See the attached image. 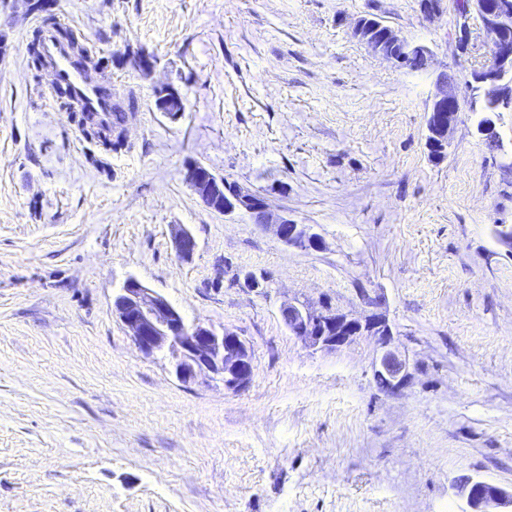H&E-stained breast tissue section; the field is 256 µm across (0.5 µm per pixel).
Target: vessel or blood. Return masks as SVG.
Instances as JSON below:
<instances>
[{
  "mask_svg": "<svg viewBox=\"0 0 512 512\" xmlns=\"http://www.w3.org/2000/svg\"><path fill=\"white\" fill-rule=\"evenodd\" d=\"M43 52L51 64L52 86L67 88L75 106L104 122L112 120V91L101 87L81 68L68 42L46 33Z\"/></svg>",
  "mask_w": 512,
  "mask_h": 512,
  "instance_id": "b4317fda",
  "label": "vessel or blood"
}]
</instances>
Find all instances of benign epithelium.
I'll list each match as a JSON object with an SVG mask.
<instances>
[{
	"label": "benign epithelium",
	"mask_w": 512,
	"mask_h": 512,
	"mask_svg": "<svg viewBox=\"0 0 512 512\" xmlns=\"http://www.w3.org/2000/svg\"><path fill=\"white\" fill-rule=\"evenodd\" d=\"M471 17L482 22L491 46L490 62L471 71L475 92L490 107L478 131L487 139L496 138L500 113L512 112V0H469L456 41L463 55L468 53L471 42ZM386 36L394 47L428 58L434 56L429 45L411 41L391 28ZM361 41L392 64L400 67L405 63V56L383 50L382 43L374 38L363 37ZM434 84L428 116L440 121L441 114L459 104V98L451 89L448 72L436 73ZM155 105L173 119L181 116L185 109L184 97L169 85L156 88ZM183 177L207 208L226 216L247 214L256 218L260 224L273 227L278 239L287 246L320 248L321 239L313 232L312 225L296 224L285 215H274L266 202L253 204L249 191L241 189L224 197V205L215 206L212 195L224 191V178L208 168L189 163ZM197 248V241L190 232L181 229L176 233L175 249L181 260H192ZM280 312L290 320L289 331L315 349L336 350L350 344L360 334L372 337L378 345L373 363L374 378L389 392L397 391L407 382L409 362L393 346L391 328L383 315L372 312L356 318L328 309L324 301L316 305L289 302L281 306ZM112 314L127 329L142 354H166L176 378L184 384L220 379L224 388L239 390L253 377V359L240 336L228 330L217 332L203 323L187 325L182 314L166 299L134 278L128 279L114 298ZM461 492L471 512H495L508 502L512 504V494L479 479L468 481Z\"/></svg>",
	"instance_id": "1"
}]
</instances>
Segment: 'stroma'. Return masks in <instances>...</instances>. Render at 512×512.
Masks as SVG:
<instances>
[{"mask_svg": "<svg viewBox=\"0 0 512 512\" xmlns=\"http://www.w3.org/2000/svg\"><path fill=\"white\" fill-rule=\"evenodd\" d=\"M50 2L135 108L121 151L87 139L28 61L42 14L0 0V512H466L468 479L512 492V116L505 153L467 111L444 160L425 146L435 72L467 96L488 52L476 30L457 62L454 0L432 20L420 0ZM367 15L433 47L430 70L371 53L352 33ZM162 84L185 95L178 119ZM190 161L321 248L208 209ZM131 278L238 333L247 386L185 385L143 355L112 314ZM367 296L410 361L395 393L373 338L312 349L280 314L325 299L360 317ZM172 94L173 96H170ZM155 105L160 112H167L172 119L181 116L185 109L184 97L170 85H161L155 90ZM174 101L177 108L171 109V102Z\"/></svg>", "mask_w": 512, "mask_h": 512, "instance_id": "35a3bbf8", "label": "stroma"}]
</instances>
